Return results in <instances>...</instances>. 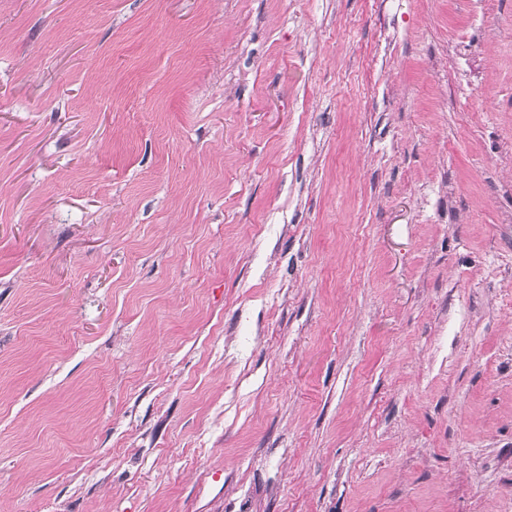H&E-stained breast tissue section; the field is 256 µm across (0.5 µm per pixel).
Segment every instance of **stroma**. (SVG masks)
Returning a JSON list of instances; mask_svg holds the SVG:
<instances>
[{"label":"stroma","instance_id":"stroma-1","mask_svg":"<svg viewBox=\"0 0 512 512\" xmlns=\"http://www.w3.org/2000/svg\"><path fill=\"white\" fill-rule=\"evenodd\" d=\"M0 512H512V0H0Z\"/></svg>","mask_w":512,"mask_h":512}]
</instances>
